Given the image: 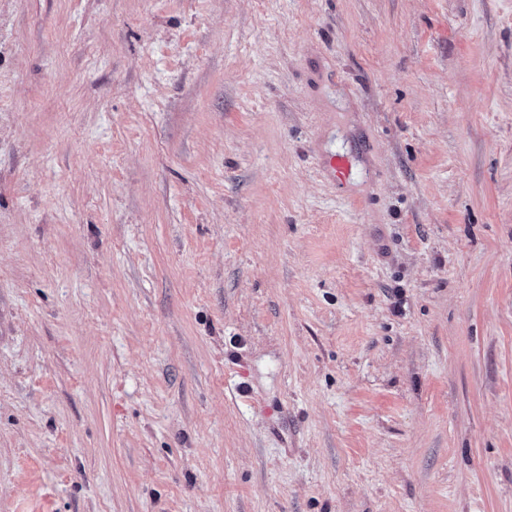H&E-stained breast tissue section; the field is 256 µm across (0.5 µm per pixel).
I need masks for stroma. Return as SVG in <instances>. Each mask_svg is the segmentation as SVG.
I'll return each instance as SVG.
<instances>
[{
  "instance_id": "1",
  "label": "stroma",
  "mask_w": 512,
  "mask_h": 512,
  "mask_svg": "<svg viewBox=\"0 0 512 512\" xmlns=\"http://www.w3.org/2000/svg\"><path fill=\"white\" fill-rule=\"evenodd\" d=\"M0 512H512V0H0Z\"/></svg>"
}]
</instances>
